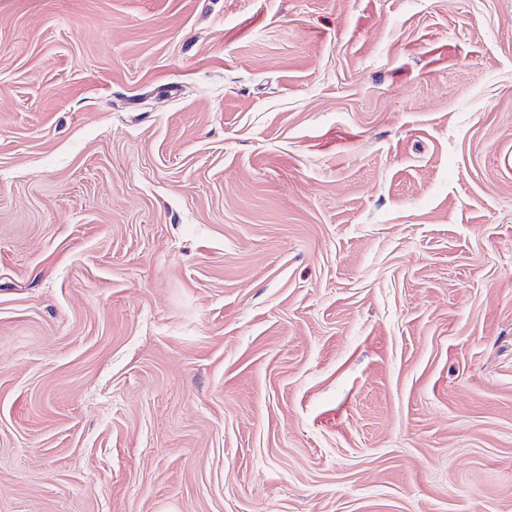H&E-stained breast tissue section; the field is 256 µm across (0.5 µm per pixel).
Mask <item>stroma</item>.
<instances>
[{
  "mask_svg": "<svg viewBox=\"0 0 512 512\" xmlns=\"http://www.w3.org/2000/svg\"><path fill=\"white\" fill-rule=\"evenodd\" d=\"M0 512H512V0H0Z\"/></svg>",
  "mask_w": 512,
  "mask_h": 512,
  "instance_id": "obj_1",
  "label": "stroma"
}]
</instances>
